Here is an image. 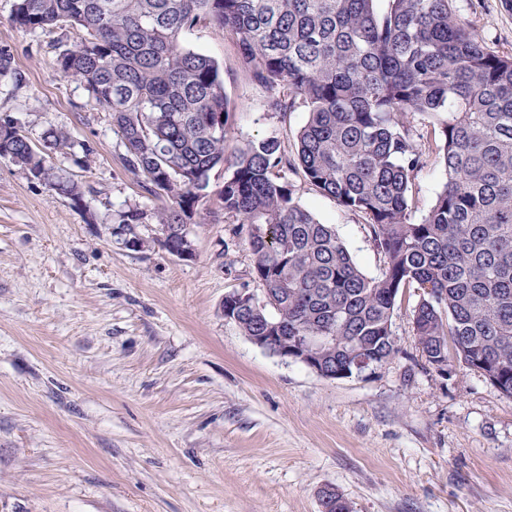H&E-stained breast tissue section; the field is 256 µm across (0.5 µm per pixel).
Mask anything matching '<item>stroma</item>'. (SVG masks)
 Instances as JSON below:
<instances>
[{
	"label": "stroma",
	"instance_id": "stroma-1",
	"mask_svg": "<svg viewBox=\"0 0 512 512\" xmlns=\"http://www.w3.org/2000/svg\"><path fill=\"white\" fill-rule=\"evenodd\" d=\"M0 0V117L39 142L67 131L53 167L74 176L82 204L0 158V512H321V490L351 512H512V397L461 363L430 365L406 292L388 363L328 380L257 347L224 317L234 290L257 291L246 233L210 173L207 223L184 261L154 242L125 246L131 207L155 210L125 166L107 112L55 66L78 33L19 28ZM485 47L512 54L500 0H455ZM186 43L217 61L234 104L232 144L275 137L294 147L304 108L268 111L234 43L202 24ZM297 197L334 225L360 268L383 256L361 217L304 182Z\"/></svg>",
	"mask_w": 512,
	"mask_h": 512
}]
</instances>
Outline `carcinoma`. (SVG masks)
<instances>
[{"instance_id":"carcinoma-1","label":"carcinoma","mask_w":512,"mask_h":512,"mask_svg":"<svg viewBox=\"0 0 512 512\" xmlns=\"http://www.w3.org/2000/svg\"><path fill=\"white\" fill-rule=\"evenodd\" d=\"M14 0L29 31L72 28L55 64L109 113L126 167L165 206L122 215L130 236L152 219L180 245L181 224L207 218L209 173L228 165L218 194L245 227L262 303L239 312L256 336L270 325L293 339L334 336L326 369L362 349L377 365L396 354L392 317L414 289L415 336L429 364L444 354L497 372L512 396V54H493L453 0ZM202 23L231 37L266 106L306 123L296 153L275 138L228 147L234 106L220 65L185 44ZM46 129L40 146L0 119V158L81 203L70 174L47 164L71 149ZM436 155L447 182L413 216L412 182ZM365 219L385 257L366 275L331 224L295 196V179Z\"/></svg>"}]
</instances>
